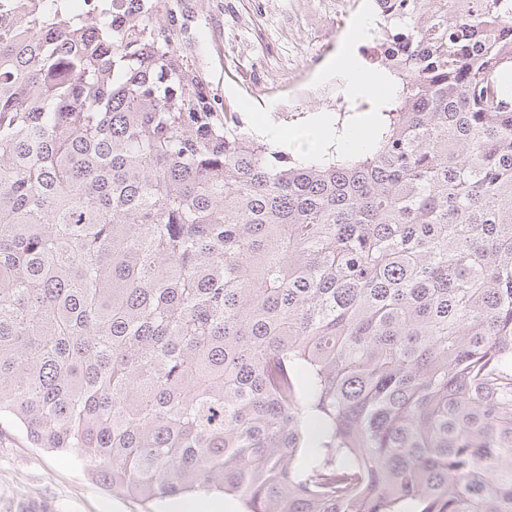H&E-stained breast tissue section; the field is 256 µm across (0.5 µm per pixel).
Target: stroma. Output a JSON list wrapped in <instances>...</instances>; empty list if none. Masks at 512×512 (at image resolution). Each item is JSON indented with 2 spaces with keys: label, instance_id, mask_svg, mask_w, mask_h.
Segmentation results:
<instances>
[{
  "label": "stroma",
  "instance_id": "35a3bbf8",
  "mask_svg": "<svg viewBox=\"0 0 512 512\" xmlns=\"http://www.w3.org/2000/svg\"><path fill=\"white\" fill-rule=\"evenodd\" d=\"M374 22L370 0H208L200 50L215 92L246 127L262 122L296 135L315 116L369 121L366 96L327 66L348 42L368 63L371 33L349 36ZM171 504L114 495L72 455L34 447L21 430L0 424V512H169Z\"/></svg>",
  "mask_w": 512,
  "mask_h": 512
}]
</instances>
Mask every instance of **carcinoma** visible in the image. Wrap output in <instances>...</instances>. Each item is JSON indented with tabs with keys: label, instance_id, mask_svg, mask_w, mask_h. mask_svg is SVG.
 Segmentation results:
<instances>
[{
	"label": "carcinoma",
	"instance_id": "carcinoma-1",
	"mask_svg": "<svg viewBox=\"0 0 512 512\" xmlns=\"http://www.w3.org/2000/svg\"><path fill=\"white\" fill-rule=\"evenodd\" d=\"M130 2L4 4L0 421L145 503L512 512V0H374L401 91L298 157Z\"/></svg>",
	"mask_w": 512,
	"mask_h": 512
}]
</instances>
